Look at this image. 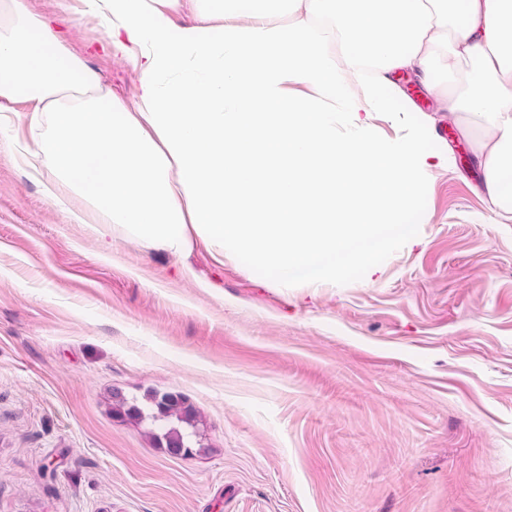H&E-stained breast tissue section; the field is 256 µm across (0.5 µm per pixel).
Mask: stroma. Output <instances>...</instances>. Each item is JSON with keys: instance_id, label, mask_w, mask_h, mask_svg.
<instances>
[{"instance_id": "stroma-1", "label": "stroma", "mask_w": 512, "mask_h": 512, "mask_svg": "<svg viewBox=\"0 0 512 512\" xmlns=\"http://www.w3.org/2000/svg\"><path fill=\"white\" fill-rule=\"evenodd\" d=\"M60 25L103 83L136 78L103 33ZM395 97L364 131L383 148L448 122ZM0 127V512H512V223L471 160L421 175L416 236L374 267L277 285L117 244L109 257L31 180ZM206 287H199V280ZM183 396L203 451L173 455L113 416L112 391Z\"/></svg>"}]
</instances>
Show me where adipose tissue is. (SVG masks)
I'll return each mask as SVG.
<instances>
[{
    "instance_id": "1",
    "label": "adipose tissue",
    "mask_w": 512,
    "mask_h": 512,
    "mask_svg": "<svg viewBox=\"0 0 512 512\" xmlns=\"http://www.w3.org/2000/svg\"><path fill=\"white\" fill-rule=\"evenodd\" d=\"M68 15L103 30L133 100L25 0H0V123L27 98L20 154L99 240L183 258L189 279L198 244L284 285L373 266L412 237L417 175L448 156L338 137L321 103L384 110L406 69L469 141L493 210L512 213V0H71ZM291 83L314 97L289 98Z\"/></svg>"
}]
</instances>
